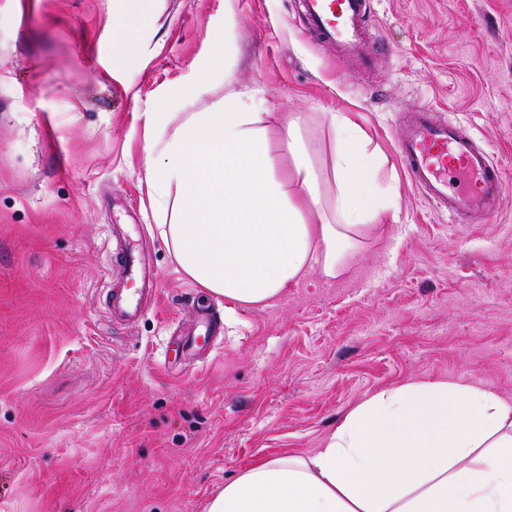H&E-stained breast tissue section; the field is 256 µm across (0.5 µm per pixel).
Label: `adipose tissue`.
Instances as JSON below:
<instances>
[{"instance_id": "obj_1", "label": "adipose tissue", "mask_w": 512, "mask_h": 512, "mask_svg": "<svg viewBox=\"0 0 512 512\" xmlns=\"http://www.w3.org/2000/svg\"><path fill=\"white\" fill-rule=\"evenodd\" d=\"M254 92L199 112L151 115L146 179L174 260L211 294L272 300L306 269L333 279L352 233L394 210L380 156L358 126L329 114L336 135L332 220L321 174L288 122L290 180L277 177ZM205 512H512V403L457 380L409 382L357 405L307 456L261 460L225 481Z\"/></svg>"}]
</instances>
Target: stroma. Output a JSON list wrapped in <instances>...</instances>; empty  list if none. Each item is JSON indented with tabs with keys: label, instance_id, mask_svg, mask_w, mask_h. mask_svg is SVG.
Returning <instances> with one entry per match:
<instances>
[{
	"label": "stroma",
	"instance_id": "stroma-1",
	"mask_svg": "<svg viewBox=\"0 0 512 512\" xmlns=\"http://www.w3.org/2000/svg\"><path fill=\"white\" fill-rule=\"evenodd\" d=\"M298 0H155L116 50L131 0H0V512H204L225 481L304 456L372 393L465 377L512 398V192L460 223L395 152L407 112L464 124L512 184V0H371L373 69L308 37ZM193 104L258 88L276 173L298 120L332 210L329 113L385 158L394 211L354 234L337 278L309 270L262 307L208 294L174 261L146 181L149 115L206 70ZM145 247L158 293L135 322L109 311L113 228ZM219 339L189 363L172 341L194 306ZM117 50L127 65L134 66L140 62L137 26L134 22L124 26L117 43Z\"/></svg>",
	"mask_w": 512,
	"mask_h": 512
}]
</instances>
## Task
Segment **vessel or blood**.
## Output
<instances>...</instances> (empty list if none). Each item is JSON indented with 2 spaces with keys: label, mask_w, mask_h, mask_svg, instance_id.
Listing matches in <instances>:
<instances>
[{
  "label": "vessel or blood",
  "mask_w": 512,
  "mask_h": 512,
  "mask_svg": "<svg viewBox=\"0 0 512 512\" xmlns=\"http://www.w3.org/2000/svg\"><path fill=\"white\" fill-rule=\"evenodd\" d=\"M300 2L299 18L308 35L333 46L339 58L364 67L371 65L366 26L369 0ZM396 150L411 183L456 218L479 215L490 220L512 190L488 151L459 125L435 120L431 107H420L408 115ZM116 262L133 287L114 297L111 313L133 322L155 292L158 274L149 254L140 250L118 249ZM218 328L207 310H196L189 326L178 336L177 347L186 359H194Z\"/></svg>",
  "instance_id": "1"
}]
</instances>
